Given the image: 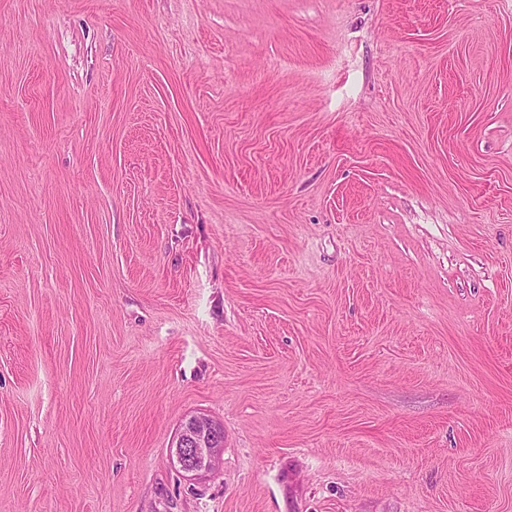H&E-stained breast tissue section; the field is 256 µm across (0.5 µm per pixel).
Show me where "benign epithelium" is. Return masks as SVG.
Masks as SVG:
<instances>
[{
    "mask_svg": "<svg viewBox=\"0 0 512 512\" xmlns=\"http://www.w3.org/2000/svg\"><path fill=\"white\" fill-rule=\"evenodd\" d=\"M224 451V428L191 416L180 425L171 448L174 466L189 479L216 469Z\"/></svg>",
    "mask_w": 512,
    "mask_h": 512,
    "instance_id": "7a95c632",
    "label": "benign epithelium"
}]
</instances>
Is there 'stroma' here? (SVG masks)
Masks as SVG:
<instances>
[{
  "label": "stroma",
  "instance_id": "obj_1",
  "mask_svg": "<svg viewBox=\"0 0 512 512\" xmlns=\"http://www.w3.org/2000/svg\"><path fill=\"white\" fill-rule=\"evenodd\" d=\"M0 512H512V0H0ZM224 428L191 416L180 425L171 448L174 466L189 479L216 469L224 451Z\"/></svg>",
  "mask_w": 512,
  "mask_h": 512
}]
</instances>
